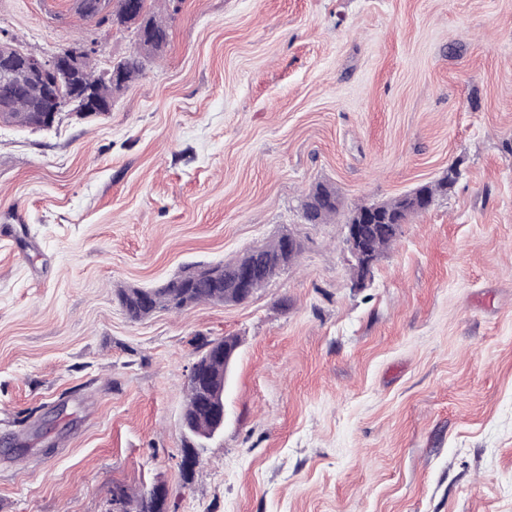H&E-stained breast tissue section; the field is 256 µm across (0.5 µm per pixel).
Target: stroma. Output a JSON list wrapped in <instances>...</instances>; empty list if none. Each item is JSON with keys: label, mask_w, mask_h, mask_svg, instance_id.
<instances>
[{"label": "stroma", "mask_w": 512, "mask_h": 512, "mask_svg": "<svg viewBox=\"0 0 512 512\" xmlns=\"http://www.w3.org/2000/svg\"><path fill=\"white\" fill-rule=\"evenodd\" d=\"M169 43L107 114L0 124V512H512V0H152ZM41 55L134 34L0 0ZM460 176L363 284L357 206ZM333 221L308 224L317 183ZM288 233L241 303L133 322L157 287ZM200 336H236L224 428L184 480ZM339 203L336 188L320 183L307 195L302 207V217L308 224H327L336 215ZM114 501L122 503L124 512H161L156 510L150 488L135 491L125 484H113L112 502Z\"/></svg>", "instance_id": "obj_1"}]
</instances>
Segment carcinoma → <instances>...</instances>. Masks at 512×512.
I'll return each mask as SVG.
<instances>
[{
    "mask_svg": "<svg viewBox=\"0 0 512 512\" xmlns=\"http://www.w3.org/2000/svg\"><path fill=\"white\" fill-rule=\"evenodd\" d=\"M148 0H112V15L100 19L119 27L132 28L136 32L137 50L135 54L112 66V80L105 73L91 66L85 59L74 84H67L63 93L78 102L93 97L104 104V109L95 112L103 115L111 110L114 96L128 87L141 73L144 61L161 52L169 41L167 23L151 12ZM15 37L0 38V62L5 58L13 60L6 72L0 70V104L7 109L0 110V123L21 129H43L48 118L49 104L43 90L48 75L42 80H32L28 64L21 49L14 44ZM456 170L448 168V175L442 179L426 183L411 194H406L383 203L356 207L347 223H358L365 214L371 213L375 222L366 238L371 259L376 261L395 239L399 226L397 220L405 219L428 209L435 196L445 194L455 183ZM339 208V195L336 188L328 184H318L307 195L302 207V217L307 224H326L336 215ZM288 235L281 234L276 239L246 250L238 258L223 263L186 268L181 274L171 278L156 288L119 287L114 295L127 318L132 322L142 321L158 310L180 312L202 303L227 304L244 301L237 282V273L251 271V291L257 292L279 271L292 264L301 251L290 252L284 248ZM229 347L236 352L239 341L234 336H224L205 340L199 347L200 360L206 364L209 376L215 380V395L221 396L224 382L233 358L223 359L213 354L209 346ZM187 403L183 416L182 454L199 455L208 441L210 423L206 417L201 395L196 384L186 382ZM112 500L122 503L124 512H158L151 497V490H133L125 484L112 485Z\"/></svg>",
    "mask_w": 512,
    "mask_h": 512,
    "instance_id": "1",
    "label": "carcinoma"
}]
</instances>
